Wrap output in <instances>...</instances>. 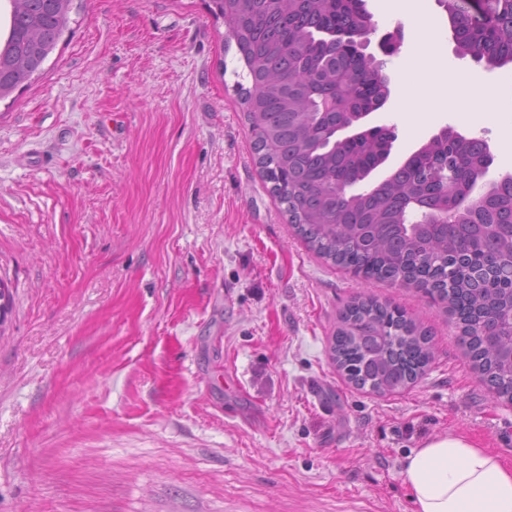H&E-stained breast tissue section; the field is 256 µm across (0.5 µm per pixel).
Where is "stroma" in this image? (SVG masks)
<instances>
[{
  "instance_id": "1",
  "label": "stroma",
  "mask_w": 512,
  "mask_h": 512,
  "mask_svg": "<svg viewBox=\"0 0 512 512\" xmlns=\"http://www.w3.org/2000/svg\"><path fill=\"white\" fill-rule=\"evenodd\" d=\"M450 66L495 86L491 122L393 129L379 181L445 127L512 175V63ZM206 0H73L41 73L0 100V512H414L401 466L462 433L512 462L493 399L441 306L309 251L270 193ZM372 297L418 320L434 358L379 394L329 355Z\"/></svg>"
}]
</instances>
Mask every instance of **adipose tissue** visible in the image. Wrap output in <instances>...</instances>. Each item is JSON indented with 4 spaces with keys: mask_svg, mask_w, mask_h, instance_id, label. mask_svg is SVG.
Instances as JSON below:
<instances>
[{
    "mask_svg": "<svg viewBox=\"0 0 512 512\" xmlns=\"http://www.w3.org/2000/svg\"><path fill=\"white\" fill-rule=\"evenodd\" d=\"M449 88L456 112L475 121L489 114L493 86L448 67L438 41L400 57L395 86L402 103L411 107V125L421 129L431 111L417 105L420 82ZM401 474L415 512H512V466L500 455L478 447L465 435L447 433L425 439L404 460Z\"/></svg>",
    "mask_w": 512,
    "mask_h": 512,
    "instance_id": "adipose-tissue-1",
    "label": "adipose tissue"
}]
</instances>
